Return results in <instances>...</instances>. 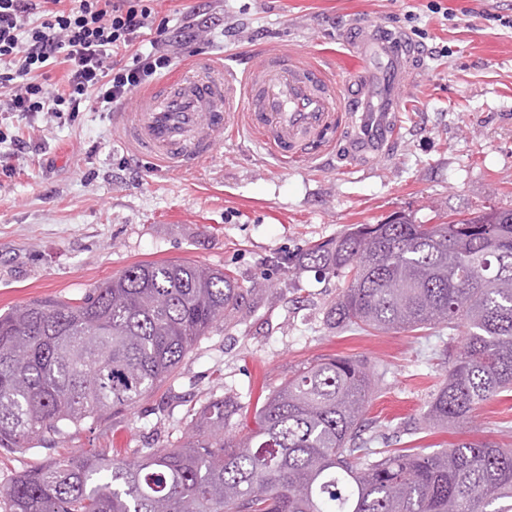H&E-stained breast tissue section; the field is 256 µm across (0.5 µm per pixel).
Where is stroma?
Returning <instances> with one entry per match:
<instances>
[{"label":"stroma","mask_w":512,"mask_h":512,"mask_svg":"<svg viewBox=\"0 0 512 512\" xmlns=\"http://www.w3.org/2000/svg\"><path fill=\"white\" fill-rule=\"evenodd\" d=\"M219 17L184 40L170 70L201 55L244 70L255 48L290 51L343 81L359 65L342 37L379 20L420 47L418 73L386 153L365 165L328 153L284 165L248 135L225 137L198 167L176 170L137 154L121 132L129 96L111 112L84 105L62 123L0 115L24 142L0 171V312L33 300L77 302L132 264L187 261L229 272L241 305L199 338L173 380L125 410L70 431L55 447L0 449V491L60 455L183 442L186 411L217 396L254 413L259 394L295 368L336 355L375 366L364 436L376 447L433 452L460 438L512 448V392L470 423L432 432L417 424L445 369V328L366 335L327 313L336 278L289 272L288 258L352 224L396 212L425 224L495 207L512 210V0H153L156 23L179 37L191 8Z\"/></svg>","instance_id":"stroma-1"}]
</instances>
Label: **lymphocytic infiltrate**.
Segmentation results:
<instances>
[{"label":"lymphocytic infiltrate","mask_w":512,"mask_h":512,"mask_svg":"<svg viewBox=\"0 0 512 512\" xmlns=\"http://www.w3.org/2000/svg\"><path fill=\"white\" fill-rule=\"evenodd\" d=\"M0 0V112L27 118L109 112L174 65L163 37L148 39L132 65L114 54L146 39L153 25L145 0ZM66 68L67 87L49 90L48 68Z\"/></svg>","instance_id":"1"}]
</instances>
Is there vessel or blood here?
I'll return each instance as SVG.
<instances>
[{
    "mask_svg": "<svg viewBox=\"0 0 512 512\" xmlns=\"http://www.w3.org/2000/svg\"><path fill=\"white\" fill-rule=\"evenodd\" d=\"M343 43L360 65L340 83L285 51L261 55L242 72L200 58L187 76L142 93L122 120L123 135L175 169L207 157L230 129L256 133L285 164L317 160L338 144L353 162L366 161L388 143L417 47L376 20L350 29Z\"/></svg>",
    "mask_w": 512,
    "mask_h": 512,
    "instance_id": "b4317fda",
    "label": "vessel or blood"
}]
</instances>
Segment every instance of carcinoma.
Here are the masks:
<instances>
[{"label":"carcinoma","instance_id":"cac0c4a2","mask_svg":"<svg viewBox=\"0 0 512 512\" xmlns=\"http://www.w3.org/2000/svg\"><path fill=\"white\" fill-rule=\"evenodd\" d=\"M294 268L338 280L329 318L348 330L445 326L457 337L441 352L428 426L465 424L512 390V210L353 224L301 250ZM240 298L221 270L140 262L77 304L0 314V448L48 444L132 406ZM373 389L367 364L329 357L289 375L240 436L239 408L219 396L191 415L181 445L55 459L0 495L8 512H512V450L486 438L433 453L374 448L361 434Z\"/></svg>","mask_w":512,"mask_h":512}]
</instances>
